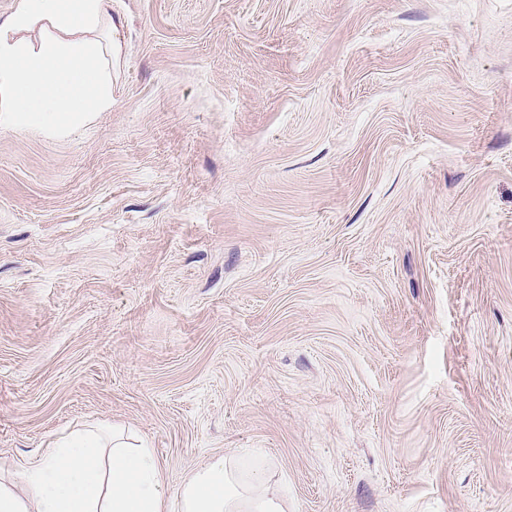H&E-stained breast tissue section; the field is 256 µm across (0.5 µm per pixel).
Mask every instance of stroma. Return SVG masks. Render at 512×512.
Here are the masks:
<instances>
[{
	"instance_id": "35a3bbf8",
	"label": "stroma",
	"mask_w": 512,
	"mask_h": 512,
	"mask_svg": "<svg viewBox=\"0 0 512 512\" xmlns=\"http://www.w3.org/2000/svg\"><path fill=\"white\" fill-rule=\"evenodd\" d=\"M112 108L0 125V467L512 512V0H112Z\"/></svg>"
}]
</instances>
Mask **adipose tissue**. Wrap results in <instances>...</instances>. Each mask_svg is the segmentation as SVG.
Instances as JSON below:
<instances>
[{
  "label": "adipose tissue",
  "instance_id": "obj_1",
  "mask_svg": "<svg viewBox=\"0 0 512 512\" xmlns=\"http://www.w3.org/2000/svg\"><path fill=\"white\" fill-rule=\"evenodd\" d=\"M112 0H18L0 21V123L52 134L112 107ZM22 485L0 480V512H288L265 467L216 454L170 489L152 448L96 434L42 449Z\"/></svg>",
  "mask_w": 512,
  "mask_h": 512
}]
</instances>
